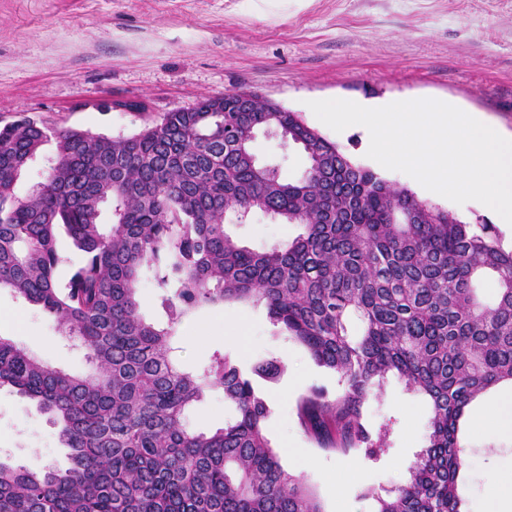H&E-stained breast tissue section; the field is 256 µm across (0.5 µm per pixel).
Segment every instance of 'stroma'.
<instances>
[{"label":"stroma","mask_w":512,"mask_h":512,"mask_svg":"<svg viewBox=\"0 0 512 512\" xmlns=\"http://www.w3.org/2000/svg\"><path fill=\"white\" fill-rule=\"evenodd\" d=\"M233 91L298 112L355 164L379 169L385 180L466 223L488 224L485 205L429 195L409 175L378 168L359 127L335 132L309 104L438 99L511 134L512 0H0V126L29 116L51 128L127 135L164 113ZM253 148L260 163L278 166L283 181L307 169L301 150L279 136L257 133ZM225 224L256 251L300 231L259 211L242 223L227 214ZM0 336L66 370L87 368L38 308L7 289L0 290ZM177 347L188 370L216 349L246 364H284L277 381L256 383L270 407L267 433L278 455L302 450L310 465L299 475L324 512H374L364 490L402 483L425 444L428 401L392 377L363 409L371 435L388 429L386 452L373 460L360 450L344 457L319 448L300 428L296 403L315 388L335 396L337 377L276 333L263 305L201 308L180 325ZM499 393H483L463 429L470 503L486 496L499 459L512 457V439L494 435L488 423ZM66 454L49 416L1 388L0 459L63 467Z\"/></svg>","instance_id":"35a3bbf8"}]
</instances>
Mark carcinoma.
<instances>
[{
	"instance_id": "cac0c4a2",
	"label": "carcinoma",
	"mask_w": 512,
	"mask_h": 512,
	"mask_svg": "<svg viewBox=\"0 0 512 512\" xmlns=\"http://www.w3.org/2000/svg\"><path fill=\"white\" fill-rule=\"evenodd\" d=\"M216 101L224 111H209ZM259 129L303 150L301 179L258 162ZM50 143L45 182L18 195ZM254 211L301 232L252 250L224 219ZM145 269L164 290L162 324L140 312ZM484 277L495 283L489 302L476 293ZM2 288L77 342L89 368L69 372L0 336V387L35 401L68 449L64 468L0 460V512H322L265 433L270 409L254 382L284 365L246 366L226 350L196 371L176 363L177 329L204 306L264 305L277 332L337 375L336 398L313 391L297 404L324 448L384 453L362 410L389 375L428 398L426 444L407 479L365 491L376 512H462L461 422L481 394L512 383V250L494 225L454 219L354 164L297 113L238 92L118 137L28 116L1 127ZM208 390L234 415L213 432L191 429L186 412Z\"/></svg>"
}]
</instances>
